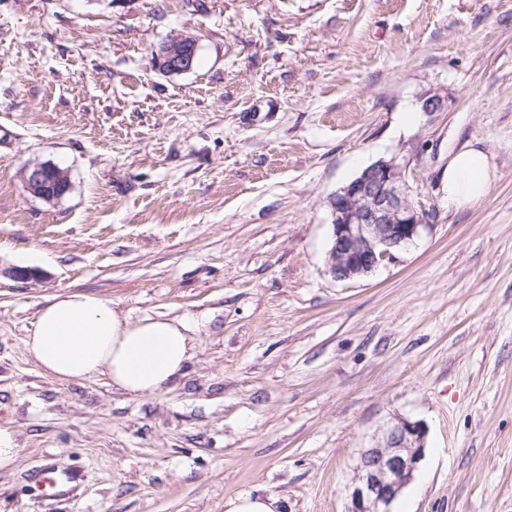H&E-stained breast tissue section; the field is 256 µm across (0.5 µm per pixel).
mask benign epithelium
<instances>
[{
  "instance_id": "obj_1",
  "label": "benign epithelium",
  "mask_w": 512,
  "mask_h": 512,
  "mask_svg": "<svg viewBox=\"0 0 512 512\" xmlns=\"http://www.w3.org/2000/svg\"><path fill=\"white\" fill-rule=\"evenodd\" d=\"M196 50V40L182 34L160 44L154 55L162 71L174 75L193 69ZM23 182L29 194L46 201L69 191L66 185L57 195L49 191L61 183V173L48 163L26 166ZM328 206L333 233L327 270L338 281L370 276L427 227L426 210L411 198L406 167L394 158L365 168L329 197ZM425 437L421 422L400 418L377 446L364 449L349 487L348 512H392L424 456Z\"/></svg>"
}]
</instances>
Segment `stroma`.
I'll return each mask as SVG.
<instances>
[{
  "label": "stroma",
  "mask_w": 512,
  "mask_h": 512,
  "mask_svg": "<svg viewBox=\"0 0 512 512\" xmlns=\"http://www.w3.org/2000/svg\"><path fill=\"white\" fill-rule=\"evenodd\" d=\"M468 144L494 176L456 206ZM390 158L428 225L335 280L327 200ZM31 162L70 192L30 195ZM71 292L181 321L183 373L46 376L24 339ZM400 418L425 452L393 512H512V0H0V512H348ZM46 465L82 480L44 495ZM196 40L189 35H174L154 51L157 61L163 63L162 71L167 74H182L193 69L196 60ZM194 59V63H193ZM493 170L488 156L475 147H465L448 159V201L470 204L486 195ZM18 452L14 432L0 427V470L11 469L17 461ZM279 499L275 495L267 496H242L231 502L227 512H280L278 509Z\"/></svg>",
  "instance_id": "obj_1"
}]
</instances>
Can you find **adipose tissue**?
<instances>
[{"mask_svg":"<svg viewBox=\"0 0 512 512\" xmlns=\"http://www.w3.org/2000/svg\"><path fill=\"white\" fill-rule=\"evenodd\" d=\"M493 170L487 155L467 147L448 160V200L465 205L486 195ZM28 355L50 377L82 380L106 376L132 396L159 391L191 357L182 322L147 317L131 321L100 296L65 293L38 313Z\"/></svg>","mask_w":512,"mask_h":512,"instance_id":"obj_1","label":"adipose tissue"}]
</instances>
